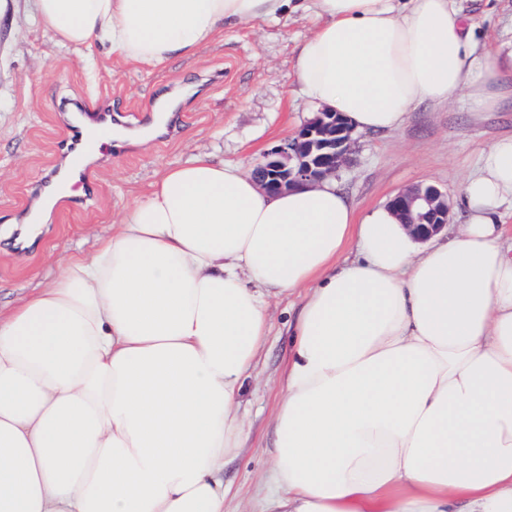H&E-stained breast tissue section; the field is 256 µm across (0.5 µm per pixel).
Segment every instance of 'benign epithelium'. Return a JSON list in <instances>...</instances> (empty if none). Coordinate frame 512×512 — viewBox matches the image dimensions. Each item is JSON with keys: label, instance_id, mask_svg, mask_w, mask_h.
Segmentation results:
<instances>
[{"label": "benign epithelium", "instance_id": "obj_1", "mask_svg": "<svg viewBox=\"0 0 512 512\" xmlns=\"http://www.w3.org/2000/svg\"><path fill=\"white\" fill-rule=\"evenodd\" d=\"M353 133L352 125L337 113H316L292 138L268 150L256 163L261 187L276 194L336 175L353 160ZM389 206L422 241L447 227L448 197L434 185L404 189L390 199Z\"/></svg>", "mask_w": 512, "mask_h": 512}]
</instances>
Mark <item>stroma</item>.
Instances as JSON below:
<instances>
[{"mask_svg":"<svg viewBox=\"0 0 512 512\" xmlns=\"http://www.w3.org/2000/svg\"><path fill=\"white\" fill-rule=\"evenodd\" d=\"M477 19L474 55L500 61L496 106L472 111L461 95L417 106L391 133H357L355 161L335 181L357 211L397 192L432 184L451 202V221L465 223L463 178L493 142L512 137V0H456ZM311 12L278 21L225 27L218 43L161 68L124 63L108 46L77 49L55 41L35 19L32 0H10L0 16V311L47 287L63 262L92 252L111 233L122 208L145 193L161 171L198 153L253 166L263 153L312 117L301 94L295 61L303 40L319 26ZM123 100L129 127L107 158L94 202L63 196L36 240L17 251L16 230L40 202L37 187L54 169L59 144L81 103ZM179 121L176 136L159 138L149 118ZM306 296L283 294L268 306L269 332L256 374L244 388L242 450L224 468L232 486L229 512H262L271 470L270 420L288 340Z\"/></svg>","mask_w":512,"mask_h":512,"instance_id":"obj_1","label":"stroma"}]
</instances>
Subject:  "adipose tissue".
<instances>
[{"label": "adipose tissue", "mask_w": 512, "mask_h": 512, "mask_svg": "<svg viewBox=\"0 0 512 512\" xmlns=\"http://www.w3.org/2000/svg\"><path fill=\"white\" fill-rule=\"evenodd\" d=\"M34 8L58 43L152 68L227 24L315 11L300 91L360 131L461 93L490 109L500 79L455 0ZM462 197L467 223L424 248L330 179L271 195L207 154L164 168L94 252L0 314V512H225L267 300L299 288L264 512H512V138Z\"/></svg>", "instance_id": "obj_1"}]
</instances>
